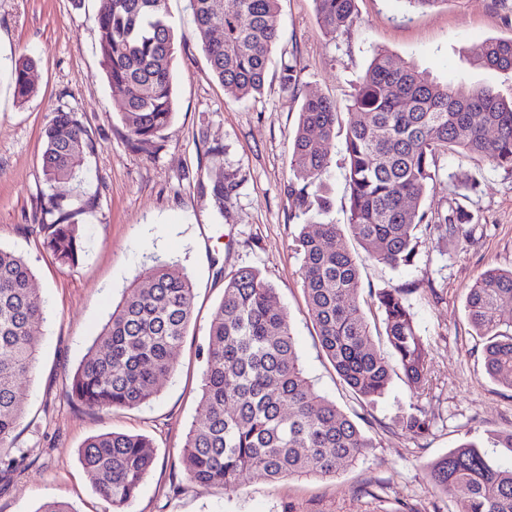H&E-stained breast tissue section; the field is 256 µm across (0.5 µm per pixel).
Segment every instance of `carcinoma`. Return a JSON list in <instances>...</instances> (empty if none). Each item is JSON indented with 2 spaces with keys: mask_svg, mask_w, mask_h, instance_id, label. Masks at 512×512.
I'll use <instances>...</instances> for the list:
<instances>
[{
  "mask_svg": "<svg viewBox=\"0 0 512 512\" xmlns=\"http://www.w3.org/2000/svg\"><path fill=\"white\" fill-rule=\"evenodd\" d=\"M194 37L214 78L237 100L261 93L270 53L279 38L280 0H190ZM317 18L334 35L356 24V0H314ZM99 50L112 88L123 94L121 121L131 146L145 149L162 136L174 114L171 78L177 38L167 0H103L96 17ZM476 64L512 72V37L490 39L473 51ZM32 58L11 68L13 94L35 93ZM283 87L299 84L297 63L282 64ZM336 102L305 98L293 139L286 192L307 216L294 236L308 314L322 350L340 381L366 405L383 398L393 375L408 387L429 385L426 347L407 290L375 293L382 329L373 331L358 295L363 262L391 269L414 263L421 225L441 235L467 238L470 212L456 204L452 216H428L421 203L438 176L437 157L479 156L512 171V100L488 89L441 85L414 65H399L375 53L359 78L347 108L349 224L361 248L351 251L339 225L323 219L330 207L324 182L330 159L326 144L339 122ZM43 173L49 184L72 180L93 150L87 130L69 112L57 113L44 129ZM76 207L64 196L49 197L42 223L46 244L65 265L80 251ZM512 270L485 271L466 298L468 318L484 341L487 375L512 390ZM194 310L192 282L179 265L158 262L126 291L65 385L68 400L90 408H138L157 393V381L174 370L175 351ZM44 301L34 273L17 253L0 247V456L13 445L25 413L19 381L33 373ZM209 348L200 405L204 418L188 434L180 459L198 486L235 492L251 476L334 477L374 447L371 437L336 403L316 392L304 374L287 312L277 289L253 267L224 281V299L209 326ZM393 351L390 360L376 338ZM399 425L413 437L431 428L426 411L411 408ZM155 460L151 440L110 432L88 437L79 461L108 512H126ZM441 497L458 488L469 494V512H512V468H501L485 443L467 440L427 465Z\"/></svg>",
  "mask_w": 512,
  "mask_h": 512,
  "instance_id": "obj_1",
  "label": "carcinoma"
}]
</instances>
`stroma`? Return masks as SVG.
<instances>
[{"label": "stroma", "instance_id": "35a3bbf8", "mask_svg": "<svg viewBox=\"0 0 512 512\" xmlns=\"http://www.w3.org/2000/svg\"><path fill=\"white\" fill-rule=\"evenodd\" d=\"M101 0H0V246L21 255L45 302L39 355L23 381L26 409L0 465V512H37L46 501L74 512H106L78 460L88 437L142 434L156 459L128 512H468V494L436 495L429 461L463 438H486L512 426V390L484 370L483 345L473 334L466 295L491 268L512 269V173L479 157L439 156V176L423 207L446 215L455 195L469 197L472 235L438 238L420 230L413 265L398 270L368 262L360 300L375 316L372 291L408 289L407 301L427 350L431 384L415 394L394 378L387 395L366 406L339 382L308 316L293 237L305 218L285 192L293 138L306 96L321 94L346 109L375 52L412 63L439 83L490 88L512 98V73L480 68L475 46L512 37V7L497 0H445L424 10L407 0H356L358 21L330 36L313 0H281L280 35L270 54L264 89L238 101L225 95L192 36L188 0H168L183 39L172 76L175 113L148 150L130 146L120 120L123 97L103 73L95 17ZM34 58L36 95L20 102L11 66ZM296 60V91L284 89L282 63ZM59 112H71L94 146L78 178L49 185L42 170L43 131ZM345 128L328 144L324 176L349 247L357 241L349 218ZM232 188L215 202L211 187ZM63 194L85 211L78 218L81 253L61 264L39 224L51 195ZM172 259L195 288L192 321L176 352L173 373L153 400L135 409L99 410L66 400L65 382L99 334L126 288L153 258ZM254 267L272 283L287 312L306 376L316 390L372 437L374 446L333 479L252 478L238 492L192 483L180 451L202 415L198 396L212 314L224 297V278ZM434 417L429 436L415 438L398 419L410 406Z\"/></svg>", "mask_w": 512, "mask_h": 512}]
</instances>
